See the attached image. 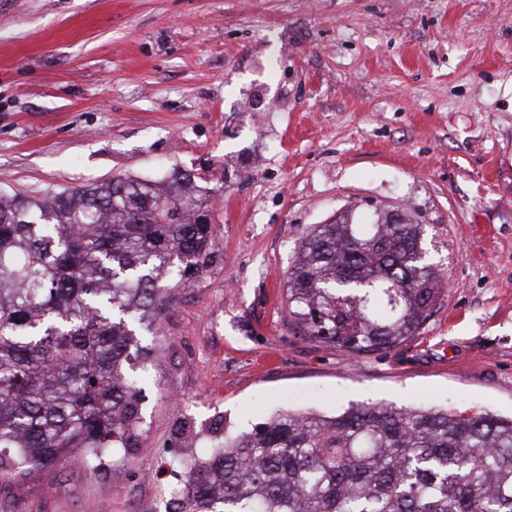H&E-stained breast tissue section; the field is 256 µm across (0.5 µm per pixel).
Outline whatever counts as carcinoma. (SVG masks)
<instances>
[{"mask_svg": "<svg viewBox=\"0 0 512 512\" xmlns=\"http://www.w3.org/2000/svg\"><path fill=\"white\" fill-rule=\"evenodd\" d=\"M411 210L314 224L287 272L290 313L346 353L395 348L440 299ZM209 200L174 168L40 196L0 193V478L144 440L136 374L162 286L200 266ZM167 512H512V416L352 403L284 410L181 459Z\"/></svg>", "mask_w": 512, "mask_h": 512, "instance_id": "cac0c4a2", "label": "carcinoma"}]
</instances>
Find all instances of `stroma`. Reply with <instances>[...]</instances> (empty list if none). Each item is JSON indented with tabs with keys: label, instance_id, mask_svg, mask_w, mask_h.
<instances>
[{
	"label": "stroma",
	"instance_id": "stroma-1",
	"mask_svg": "<svg viewBox=\"0 0 512 512\" xmlns=\"http://www.w3.org/2000/svg\"><path fill=\"white\" fill-rule=\"evenodd\" d=\"M190 171L211 245L175 278L124 461L0 479V512H166L175 434L279 408L512 414V0H0V193ZM411 207L446 288L417 334L305 335L312 225Z\"/></svg>",
	"mask_w": 512,
	"mask_h": 512
}]
</instances>
